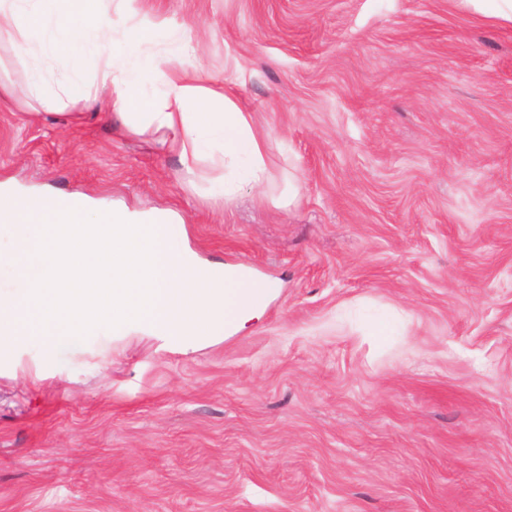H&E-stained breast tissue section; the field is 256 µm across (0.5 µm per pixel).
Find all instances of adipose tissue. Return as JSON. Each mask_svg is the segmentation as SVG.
Returning a JSON list of instances; mask_svg holds the SVG:
<instances>
[{"mask_svg":"<svg viewBox=\"0 0 512 512\" xmlns=\"http://www.w3.org/2000/svg\"><path fill=\"white\" fill-rule=\"evenodd\" d=\"M91 8L92 0H0V40L39 41L25 62L31 96L72 104L102 99L118 118L116 136L157 134L163 152L189 172L220 153L226 172L210 184L223 205L234 202L242 184L261 185L269 176L266 137L229 89L203 67H186L194 47L163 22L149 20L105 41L106 22L86 18ZM153 41L172 48L145 55L144 45ZM88 54L98 60L96 87L73 76L50 82V56L77 62Z\"/></svg>","mask_w":512,"mask_h":512,"instance_id":"1","label":"adipose tissue"}]
</instances>
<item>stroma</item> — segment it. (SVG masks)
<instances>
[{
  "mask_svg": "<svg viewBox=\"0 0 512 512\" xmlns=\"http://www.w3.org/2000/svg\"><path fill=\"white\" fill-rule=\"evenodd\" d=\"M198 44L269 140L194 172L0 104V183L170 211L278 283L189 353L96 331L0 361V512H512V28L458 0H97ZM303 179L300 206L288 182Z\"/></svg>",
  "mask_w": 512,
  "mask_h": 512,
  "instance_id": "stroma-1",
  "label": "stroma"
}]
</instances>
